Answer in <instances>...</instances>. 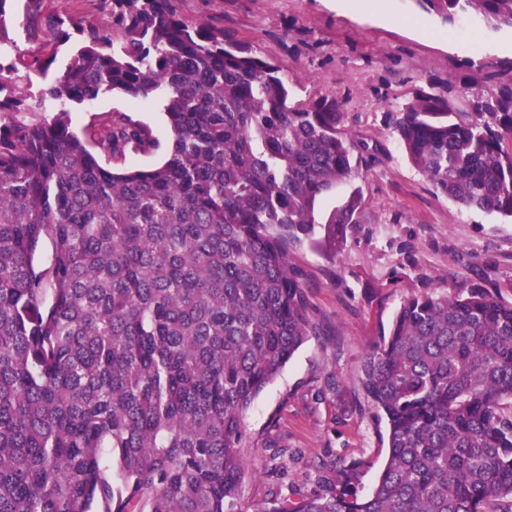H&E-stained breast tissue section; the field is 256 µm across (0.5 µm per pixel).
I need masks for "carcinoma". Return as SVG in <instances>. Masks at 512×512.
<instances>
[{
	"label": "carcinoma",
	"mask_w": 512,
	"mask_h": 512,
	"mask_svg": "<svg viewBox=\"0 0 512 512\" xmlns=\"http://www.w3.org/2000/svg\"><path fill=\"white\" fill-rule=\"evenodd\" d=\"M99 3L105 26L0 0V512H512V303L476 285L407 299L364 357L388 448L370 493L247 504L246 412L316 329L289 248L337 189L331 223H357V145L336 100L289 106L283 66L224 28ZM415 3L512 29V0ZM19 10L42 53L9 35ZM490 78L391 120L438 193L512 219V61ZM108 92L162 101L160 164L100 163L156 148L124 113L72 129Z\"/></svg>",
	"instance_id": "obj_1"
}]
</instances>
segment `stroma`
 <instances>
[{"mask_svg":"<svg viewBox=\"0 0 512 512\" xmlns=\"http://www.w3.org/2000/svg\"><path fill=\"white\" fill-rule=\"evenodd\" d=\"M172 6L282 63L294 103L336 99L358 143V223H330L344 198L330 194L319 207L315 244L289 252L316 331L246 413L253 452L245 486L255 503L296 500L336 484L338 462L356 460L352 485L369 493L387 440L364 398L359 367L396 311L412 296L470 283L512 302V221L436 194L405 156L388 113L430 82L495 91L485 68L512 58V30L469 19L446 26L414 0H370L362 11L345 0H172ZM111 112L147 127L157 147L116 160L103 154L101 164L146 168L164 158L169 129L160 101L138 105L105 93L72 107V126L83 130Z\"/></svg>","mask_w":512,"mask_h":512,"instance_id":"1","label":"stroma"}]
</instances>
